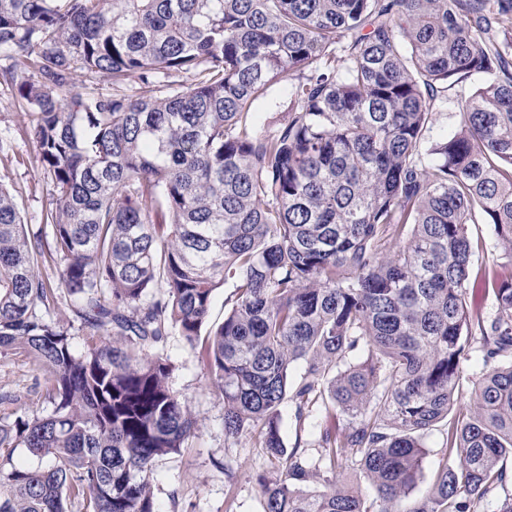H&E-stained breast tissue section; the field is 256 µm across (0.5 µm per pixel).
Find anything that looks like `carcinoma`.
<instances>
[{"mask_svg":"<svg viewBox=\"0 0 512 512\" xmlns=\"http://www.w3.org/2000/svg\"><path fill=\"white\" fill-rule=\"evenodd\" d=\"M2 52L32 73L16 86L55 207L47 241L0 187V354L26 355L51 405L0 424V512H159L155 462L197 419L157 349L195 344L226 283L210 376L225 437L278 462L263 512H371L347 469L377 512H482L512 459V278L471 279L469 225L512 262V0H0ZM79 70L115 93H78ZM160 74L191 84L158 97ZM474 74L460 126L429 140ZM278 81L295 111L259 129ZM475 337L487 371L455 412ZM286 399L301 431L320 400L347 422L288 450ZM440 422L443 463L403 508ZM484 81L485 77L482 74H475L448 90L447 103H443L434 115L431 133L433 139H440L458 128L460 123L458 102L470 96L478 87L483 85Z\"/></svg>","mask_w":512,"mask_h":512,"instance_id":"cac0c4a2","label":"carcinoma"}]
</instances>
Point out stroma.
<instances>
[{
  "instance_id": "35a3bbf8",
  "label": "stroma",
  "mask_w": 512,
  "mask_h": 512,
  "mask_svg": "<svg viewBox=\"0 0 512 512\" xmlns=\"http://www.w3.org/2000/svg\"><path fill=\"white\" fill-rule=\"evenodd\" d=\"M8 60L0 56V186L10 190L20 216L30 231L51 237L46 215L53 206L49 177L35 163L28 107L3 71ZM485 81L476 74L448 92L433 121L432 136L439 139L458 128V103ZM294 109L286 82L274 83L257 107L255 120L273 128L288 121ZM474 242L471 275L489 281L512 276L490 225L470 227ZM172 365L168 382L187 398L198 421L194 438L179 453L157 460L153 491L161 512H263L258 475L275 478L278 463L255 438L224 435V405L218 399L207 371L202 348L189 346L179 334L164 345ZM43 389V378L26 356L0 354V423L12 421L29 399Z\"/></svg>"
}]
</instances>
